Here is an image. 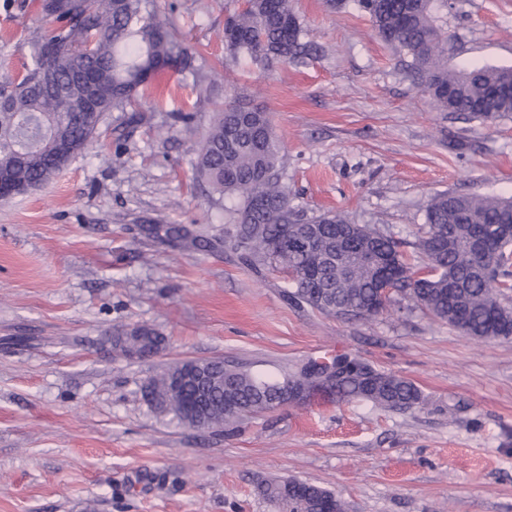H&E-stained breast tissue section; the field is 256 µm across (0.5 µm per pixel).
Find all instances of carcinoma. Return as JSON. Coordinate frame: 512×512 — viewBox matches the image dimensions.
Instances as JSON below:
<instances>
[{
	"label": "carcinoma",
	"instance_id": "1",
	"mask_svg": "<svg viewBox=\"0 0 512 512\" xmlns=\"http://www.w3.org/2000/svg\"><path fill=\"white\" fill-rule=\"evenodd\" d=\"M379 37L418 76L421 90L441 112L495 119L512 114V67L448 69V35L444 10L448 0H355ZM53 29L30 39L32 64L21 76L0 83V174L18 184L41 187L65 169L100 135L105 115L125 112L158 70L191 66L193 54L160 16L155 0H66L49 15ZM291 0H244L224 25V44L235 59L247 57L261 69L303 65L313 47ZM75 67L91 72L97 90L95 107L84 111L87 91L71 81ZM66 101L59 104L58 90ZM229 103L216 115L195 149L196 171L217 192L236 199L228 217V244L241 251L252 270L270 267L300 270L287 293L327 316L364 319L382 313L391 301L378 296L377 282L391 279L400 294L435 317L473 338L512 337V238L498 230L512 225V199L439 193L425 207V224L412 243H401L342 213L309 216L293 207L282 182L280 146L266 112L241 111ZM83 112L73 125L62 112ZM312 239L306 251L291 247L296 236ZM368 249L384 267L355 260L336 264V248ZM125 354L159 347L163 338L147 327L113 337ZM173 369L153 376L148 404L160 414L181 419L184 396L171 392ZM215 391L209 400L224 407L200 424L232 431L245 414L288 405V387L319 394L331 384L330 398L359 400L388 410L423 404L409 379L379 370L357 354H338L294 366L279 376L259 377L238 364L213 366ZM294 478L265 484L262 493L277 512H319L336 494L308 484V495L291 497Z\"/></svg>",
	"mask_w": 512,
	"mask_h": 512
}]
</instances>
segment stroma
<instances>
[{
  "label": "stroma",
  "instance_id": "obj_1",
  "mask_svg": "<svg viewBox=\"0 0 512 512\" xmlns=\"http://www.w3.org/2000/svg\"><path fill=\"white\" fill-rule=\"evenodd\" d=\"M39 0H0V82L47 31ZM320 52L260 70L224 48L242 0H155L193 49L43 188L0 200V512H274L262 482L294 477L350 512H512V338L463 335L399 300L372 319L286 301L287 273L253 271L224 244L232 200L194 165L216 107L266 110L292 206L338 211L414 242L425 206L453 192L512 197V116L437 111L354 0H293ZM448 67L512 66V0H448ZM191 114L190 123L175 113ZM183 225L209 247L158 236ZM147 326L158 355L125 357ZM358 354L410 379L424 405L391 411L314 399L233 433L155 412L143 388L188 359L253 372ZM113 342L116 348L119 347L127 357H130L129 354L133 350L149 351L158 348L163 342V338L152 329L141 326L132 330H123L117 336H113Z\"/></svg>",
  "mask_w": 512,
  "mask_h": 512
}]
</instances>
